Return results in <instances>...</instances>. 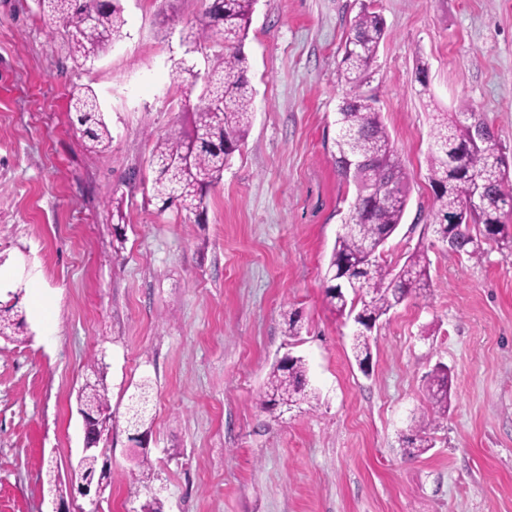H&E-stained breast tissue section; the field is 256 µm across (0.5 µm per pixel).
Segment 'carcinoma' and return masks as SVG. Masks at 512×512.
I'll list each match as a JSON object with an SVG mask.
<instances>
[{
  "label": "carcinoma",
  "mask_w": 512,
  "mask_h": 512,
  "mask_svg": "<svg viewBox=\"0 0 512 512\" xmlns=\"http://www.w3.org/2000/svg\"><path fill=\"white\" fill-rule=\"evenodd\" d=\"M41 16L61 25L67 35L73 59L91 61L111 43L124 36L126 20L119 0H35ZM257 0H217L206 8L196 23V32L186 37L195 42L218 37L224 52L218 66L211 69L199 102L191 107L190 129L161 139L155 144L150 164L153 168L152 197L163 208L175 207L187 213L203 209L207 189L218 184L224 167L247 137L252 125L254 91L246 76L242 44ZM356 43L344 48L340 81L345 90L336 125V154L333 162L342 180H347L348 160L370 156L374 165L364 179L356 182L355 204L338 234L324 277L325 296L338 315L353 312L355 304L364 315L380 319L410 294L428 287V262L424 253L412 252L396 269L370 249L390 238L402 224L410 192V173L397 154L382 112L374 97L362 91L364 78L372 66L386 27L379 14L365 9L353 24ZM73 108L82 134L104 148L111 133L89 92L72 93ZM485 124L471 110L437 112L433 142L427 155L428 180L433 190L434 224L441 242L454 239L453 250L471 259L482 257V242L492 241L512 254V233L505 217L512 215V180L504 175L506 152L491 127L477 136L476 126ZM483 185L488 201L468 208V194ZM479 234L474 235L471 227ZM25 321L12 307H0V336L24 328ZM358 363L370 358V336L352 337ZM104 364L94 361L88 382L80 395L81 410L94 418L99 437L110 433L111 403L103 383ZM148 384L131 396L129 426L138 431L146 424ZM268 391L260 400L263 410L279 414L303 403H311L308 367L299 357L274 366ZM451 378L441 369L429 380L430 418L419 425L418 452L429 448L426 431L448 415ZM102 449L83 455L79 469L111 482V473L98 468Z\"/></svg>",
  "instance_id": "1"
}]
</instances>
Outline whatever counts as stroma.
Returning a JSON list of instances; mask_svg holds the SVG:
<instances>
[{"label":"stroma","mask_w":512,"mask_h":512,"mask_svg":"<svg viewBox=\"0 0 512 512\" xmlns=\"http://www.w3.org/2000/svg\"><path fill=\"white\" fill-rule=\"evenodd\" d=\"M121 5L124 38L77 64L34 0H0V304L26 322L0 338V512H89L77 397L97 356L113 413L101 512L154 497L163 512H512V257L488 243L474 260L438 240L426 162L431 113L462 107L512 162V0H257L243 43L253 123L199 216L161 209L150 157L202 92L175 62L202 70L222 51L184 42L207 2ZM366 7L388 36L362 90L412 175L383 257L424 251L430 286L381 318L364 371L323 274L353 200L333 155L344 45ZM86 89L112 134L103 151L75 127L71 95ZM288 354L305 359L319 401L277 420L258 399ZM441 365L448 415L414 454L406 438ZM146 379L145 484L126 408Z\"/></svg>","instance_id":"stroma-1"}]
</instances>
